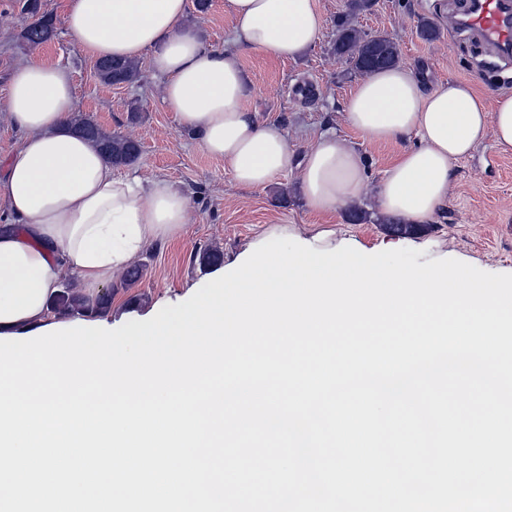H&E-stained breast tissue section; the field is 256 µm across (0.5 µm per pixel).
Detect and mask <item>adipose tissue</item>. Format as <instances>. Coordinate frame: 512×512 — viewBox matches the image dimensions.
<instances>
[{
	"mask_svg": "<svg viewBox=\"0 0 512 512\" xmlns=\"http://www.w3.org/2000/svg\"><path fill=\"white\" fill-rule=\"evenodd\" d=\"M187 0H68L69 35L98 59L148 57L164 79L163 103L211 156L224 159L238 185L263 189L292 168L302 172L308 207L336 211L365 186L363 157L336 133H320L296 156L280 125L259 123L244 101L246 51L292 59L310 48L324 18L316 0H224L233 20L228 47L214 48L185 25ZM21 138L0 175L9 221L0 225V333L40 328L60 279L87 287L139 259L152 242L178 235L189 198L165 179L117 174L72 128V76L33 53L12 73L5 101ZM347 125L372 142L413 136L383 172L380 209L408 224L443 213L453 163L486 136L512 148V95L478 97L467 83L426 87L396 65L361 79L343 104Z\"/></svg>",
	"mask_w": 512,
	"mask_h": 512,
	"instance_id": "obj_1",
	"label": "adipose tissue"
}]
</instances>
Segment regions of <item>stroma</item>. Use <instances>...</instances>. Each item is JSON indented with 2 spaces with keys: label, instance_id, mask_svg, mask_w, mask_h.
<instances>
[{
  "label": "stroma",
  "instance_id": "1",
  "mask_svg": "<svg viewBox=\"0 0 512 512\" xmlns=\"http://www.w3.org/2000/svg\"><path fill=\"white\" fill-rule=\"evenodd\" d=\"M347 3L317 0L324 27L303 55L275 59L248 51L240 58L249 89L246 109L258 122L282 125L296 154H304L317 135L331 127L363 156L367 167L363 192L335 214L320 215L304 201L299 170L278 176L264 190L238 186L223 160L207 154L166 110L163 79L148 59L138 61L140 83L116 88L101 82L94 58L67 32V0H41L43 11L54 19L56 35L36 50L47 63L72 72L78 114L107 131L136 139L140 157L131 173L145 181L169 180L190 200L183 232L149 245L142 253L138 282L122 287L123 275L115 273L112 305L102 313V320L117 328L155 307L186 301L215 272L201 263L204 250H219L227 268L252 241L285 225L301 229L308 237L335 231L340 248L370 254L411 248L420 251L424 263L453 258L486 272L512 274V150L501 148L493 137H486L470 155L455 162L448 207L435 221L407 224L399 230L379 213L377 188L385 168L403 149L416 146L417 140L375 143L345 123L343 103L359 77L336 57L333 44L336 19L346 14ZM429 20L439 28L432 41L419 34ZM185 22L197 28L209 46L228 45L233 21L224 11V0H212L203 13L189 8ZM351 22L368 34L385 35L398 43L402 65L418 73L427 86L464 81L483 96L512 93V65L481 55L470 38L449 25L448 0H373L369 11ZM28 23L19 0H0V170L20 139L4 99L13 67L34 50L20 39ZM134 100L141 105L135 117L129 112ZM353 209L363 212V221H350Z\"/></svg>",
  "mask_w": 512,
  "mask_h": 512
}]
</instances>
